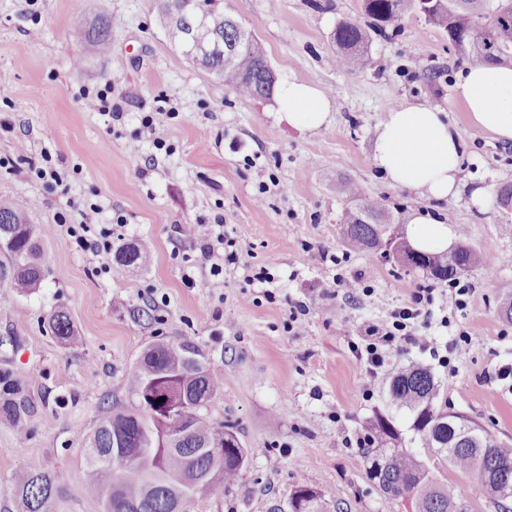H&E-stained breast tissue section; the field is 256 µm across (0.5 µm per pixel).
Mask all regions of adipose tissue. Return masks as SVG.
Returning a JSON list of instances; mask_svg holds the SVG:
<instances>
[{
	"label": "adipose tissue",
	"mask_w": 512,
	"mask_h": 512,
	"mask_svg": "<svg viewBox=\"0 0 512 512\" xmlns=\"http://www.w3.org/2000/svg\"><path fill=\"white\" fill-rule=\"evenodd\" d=\"M454 96L479 128L512 141V68L473 65ZM277 100L289 124L303 129L324 125L332 107L324 92L295 81L279 89ZM461 154L460 137L439 108L404 102L390 106L379 123L372 164L392 185L445 200L457 193ZM408 235L413 248L428 252L448 250L452 241L448 225L427 214L411 218Z\"/></svg>",
	"instance_id": "obj_1"
}]
</instances>
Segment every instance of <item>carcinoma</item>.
<instances>
[{
  "label": "carcinoma",
  "instance_id": "carcinoma-1",
  "mask_svg": "<svg viewBox=\"0 0 512 512\" xmlns=\"http://www.w3.org/2000/svg\"><path fill=\"white\" fill-rule=\"evenodd\" d=\"M422 0H362V12L338 24L333 41V63L346 71H358L368 64L370 37L396 33L406 14L421 11ZM499 0H435L425 18L443 33L459 54L512 67V6L496 9ZM159 11L169 24L189 32L196 15L207 19L210 49L201 55L182 51L174 59L192 60L215 74L224 87L240 97L266 98L271 95V72L263 51L252 35L224 15L215 0H160ZM112 14L99 7L91 20L76 16L70 38L89 45L103 55L111 50ZM28 207L17 200H0V251L8 254L16 287L30 290L43 276L41 242L43 231L28 221ZM385 210L377 200H365L343 215L345 245L356 252L384 246L403 265L420 270L430 278L446 281L474 268L487 266L482 252L467 245L448 253L415 251L403 235L397 244L390 240V225L383 223ZM126 267L147 265L148 253L129 245L118 254ZM53 336L62 344L75 339L68 314L58 309L48 320ZM170 383L187 400L184 417L159 419L148 406L111 408L88 437L83 473L85 493L102 504L103 512H175L188 500L209 495L219 485H232L240 477L247 450L240 444L231 424L211 419L208 403L224 390V379L211 370L200 348L192 341H157L140 353L123 381L133 398L150 386ZM440 384L431 371L412 367L392 375L386 394L391 407L409 413L411 430L426 448L432 449L458 475L475 481L497 512H512V501L503 499L506 484H512V444H504L468 417L448 412L437 404ZM34 412L23 384L6 371L0 372V416L26 433ZM372 438L363 449L370 479L391 498H407L414 512H470L468 501L457 487L440 483L417 453L403 446L395 420L376 416L370 427ZM11 485L19 512H54L63 496L56 479L36 462L16 470ZM289 512H331L321 493L302 481L292 492Z\"/></svg>",
  "mask_w": 512,
  "mask_h": 512
}]
</instances>
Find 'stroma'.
<instances>
[{
	"mask_svg": "<svg viewBox=\"0 0 512 512\" xmlns=\"http://www.w3.org/2000/svg\"><path fill=\"white\" fill-rule=\"evenodd\" d=\"M98 0H0V196L37 199L31 213L44 225L45 274L37 288L17 291L9 259L0 254V369L24 380L35 405L25 441L0 418V512H16L12 473L35 461L59 482L56 512H102L82 486L84 444L106 410L129 405L120 387L141 351L158 340H189L204 352L224 390L208 405L232 421L248 451L239 480L187 502L183 512H273L287 508L298 481L345 512H411L368 477L359 438L379 414H394L406 447L432 476L456 482L471 512H496L475 484L458 476L392 413L387 378L409 365L430 368L441 405L469 416L497 440L512 443V323L499 315L512 295V210L495 193L512 184V143L477 128L453 96L464 59L423 14L405 16L393 37L372 35L369 64L359 72L332 65V35L361 10V0H220L226 14L262 47L277 84L303 82L329 94V124L300 131L279 119L274 98L242 99L192 62L175 63L172 38L156 0H111L120 23L112 51L77 52L71 17H95ZM39 38H31V31ZM106 90L108 108L123 119L82 109L85 92ZM426 103L446 112L463 153L459 194L435 200L389 185L371 163L374 133L387 108ZM154 113L158 121L144 127ZM28 149L18 153V139ZM138 142L139 155L127 150ZM51 162L59 180L14 177L12 166ZM381 198L389 223L406 227L412 214L448 224L456 243L501 257L494 272L461 276L469 286L457 306L447 282H429L382 251L344 246L340 216L355 207L346 182ZM269 187L256 204L259 184ZM487 187L486 206L471 200ZM223 219L239 261L212 287L200 246L179 237V224ZM111 242L104 251L103 242ZM127 245L152 254L142 270L116 255ZM342 256L332 267L322 250ZM279 259L274 298L245 280L243 265ZM360 279L357 288H323L332 272ZM433 287L425 319L441 343L462 339L440 366L419 346L399 342L371 376L356 358L363 328L385 322L421 288ZM309 314L290 330L294 305ZM65 309L79 339L65 346L47 320Z\"/></svg>",
	"mask_w": 512,
	"mask_h": 512,
	"instance_id": "stroma-1",
	"label": "stroma"
}]
</instances>
